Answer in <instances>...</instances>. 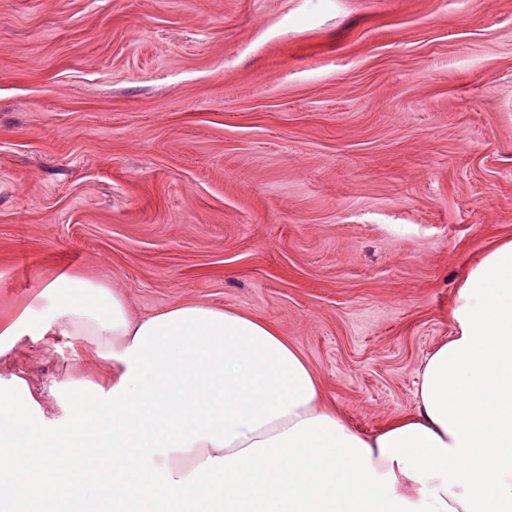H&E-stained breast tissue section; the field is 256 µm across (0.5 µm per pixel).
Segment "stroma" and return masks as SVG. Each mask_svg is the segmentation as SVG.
Masks as SVG:
<instances>
[{"instance_id": "1", "label": "stroma", "mask_w": 512, "mask_h": 512, "mask_svg": "<svg viewBox=\"0 0 512 512\" xmlns=\"http://www.w3.org/2000/svg\"><path fill=\"white\" fill-rule=\"evenodd\" d=\"M512 237V0H0V317L62 270L273 322L362 434ZM85 341L0 354L60 414Z\"/></svg>"}]
</instances>
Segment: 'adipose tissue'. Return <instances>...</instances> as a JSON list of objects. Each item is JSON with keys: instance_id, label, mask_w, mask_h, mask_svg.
<instances>
[{"instance_id": "obj_1", "label": "adipose tissue", "mask_w": 512, "mask_h": 512, "mask_svg": "<svg viewBox=\"0 0 512 512\" xmlns=\"http://www.w3.org/2000/svg\"><path fill=\"white\" fill-rule=\"evenodd\" d=\"M55 313L0 319V347L54 328L97 343L106 385L74 378L47 415L0 379V512H512V238L459 284L454 333L417 406L363 436L270 322L203 303L134 313L116 284L63 272Z\"/></svg>"}]
</instances>
